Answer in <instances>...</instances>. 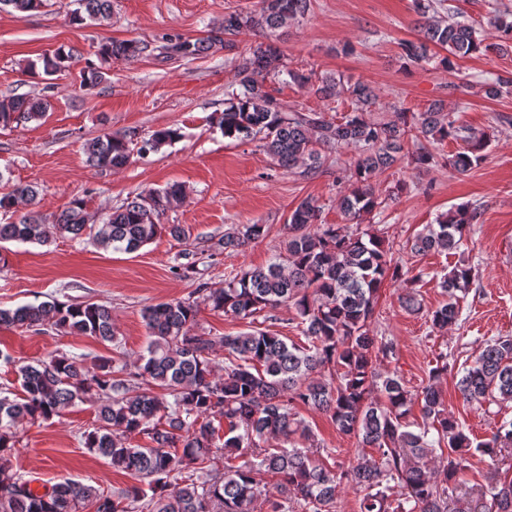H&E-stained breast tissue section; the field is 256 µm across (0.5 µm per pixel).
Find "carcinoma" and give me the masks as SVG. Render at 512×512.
<instances>
[{
  "label": "carcinoma",
  "mask_w": 512,
  "mask_h": 512,
  "mask_svg": "<svg viewBox=\"0 0 512 512\" xmlns=\"http://www.w3.org/2000/svg\"><path fill=\"white\" fill-rule=\"evenodd\" d=\"M44 0H0L19 17L42 7ZM73 21L101 22L111 0H76ZM311 0H260L256 12L224 16V35L243 29L276 30L305 17ZM421 17L416 41L401 43L402 57L413 64L434 59L430 46L446 52L438 64L453 67V59L512 47V20L494 14L488 33L465 21L437 20L432 0H414ZM162 44L124 40L106 42L101 54L131 58L158 51L163 58H196L218 36L188 39L161 37ZM75 59V50L57 48L43 57L51 75ZM287 76L323 100L347 94L362 107L328 119L322 112H285L268 90L267 80ZM488 98L512 91V79L497 75L480 81ZM219 121L224 136L242 141L261 137L262 147L278 165L291 169L306 164V172L327 170L333 153L358 151L350 165L351 189L338 205L352 224L321 223V206L303 200L288 219L285 259L265 268L243 271L205 298L211 309L242 319H272L270 311L292 304L308 345L288 343L283 336L259 327L236 336L195 333L198 303L173 300L143 309L150 340L138 355L135 369L123 361L112 311L94 302L66 304L57 300L16 309L0 308V328H64L113 346L114 356H101L91 367L66 353H56L17 368L20 396H0V512H81L88 503L94 512H255L259 500L270 512H336V492L343 483L357 493L358 512H475L471 500L457 494L459 481L476 451L491 460L512 447V420L503 421L487 441L473 443L464 426L448 416L440 392L432 385L421 393L423 424L407 420L411 393L395 373L383 375L375 362L396 355L390 339H377L369 326L385 281L402 279L383 239L359 229L364 219L387 206L388 199L373 187L374 177L403 162L415 169L438 163L430 146L448 139L464 146L448 166L466 173L484 159L486 140L457 124L442 103L434 102L408 120L403 110L388 122L374 120L368 107L377 93L368 84L344 77L312 75L288 68L279 50L263 41L250 48L237 66L235 86L227 91ZM47 100L16 95L0 100V125L41 119ZM180 130L162 127L142 141L140 151L157 152L175 143ZM125 133H108L85 144L88 161L121 168L131 155ZM37 190L18 186L0 192V211L18 203L32 204ZM185 197L180 184L137 194L111 211L102 223L91 224L84 202L74 200L52 221L34 210L0 224V241L44 245L54 234L79 238L88 234L95 246L133 253L165 230L185 236L179 224L158 218L178 207ZM481 207L462 204L425 226L406 241L414 255L459 247L469 228L480 221ZM266 233L264 224H245L224 233V248L242 249ZM474 278L472 268L454 267L439 287L445 302L427 312L431 327L445 331L461 313L458 293ZM224 350V375L215 373V347ZM379 390L383 401L371 397ZM469 404L512 403V336L490 340L479 348L458 380ZM94 407L96 424L82 433L85 448L108 460L147 487L131 485L105 492L76 481L56 483L44 492L31 487L34 479L13 469L14 429L25 419L59 416L77 403ZM301 403L329 416L337 429L371 449L346 468L335 469L315 458L313 448L290 444L296 433L311 430L296 417ZM141 437L146 444H135ZM447 454L433 456V449ZM222 459V466L215 460ZM275 479L271 484L265 477ZM483 512H512V477L494 472L489 483L475 484Z\"/></svg>",
  "instance_id": "carcinoma-1"
}]
</instances>
